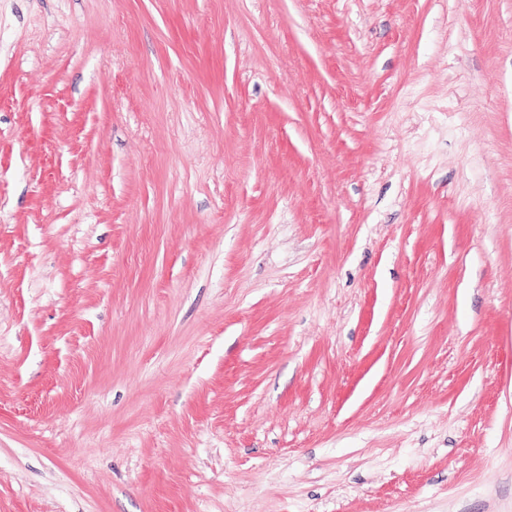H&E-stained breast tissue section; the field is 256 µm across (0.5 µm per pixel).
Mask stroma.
Here are the masks:
<instances>
[{
	"label": "stroma",
	"mask_w": 512,
	"mask_h": 512,
	"mask_svg": "<svg viewBox=\"0 0 512 512\" xmlns=\"http://www.w3.org/2000/svg\"><path fill=\"white\" fill-rule=\"evenodd\" d=\"M0 512H512V0H0Z\"/></svg>",
	"instance_id": "35a3bbf8"
}]
</instances>
